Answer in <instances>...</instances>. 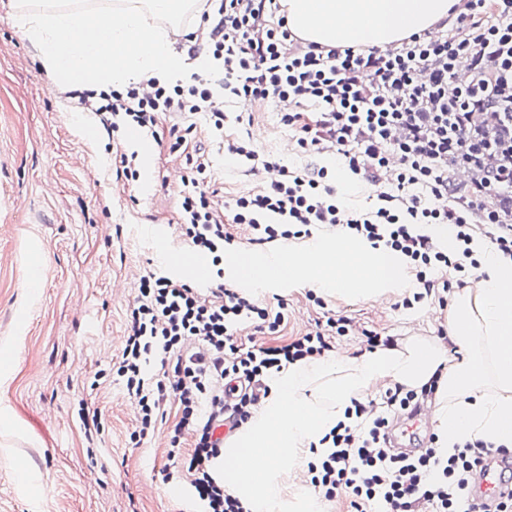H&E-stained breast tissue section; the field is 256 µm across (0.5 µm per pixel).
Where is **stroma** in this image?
Listing matches in <instances>:
<instances>
[{"mask_svg": "<svg viewBox=\"0 0 512 512\" xmlns=\"http://www.w3.org/2000/svg\"><path fill=\"white\" fill-rule=\"evenodd\" d=\"M9 2L0 0V512H185L183 497L162 480L176 404L136 445L133 404L121 387L93 382L118 356L136 281L157 262L149 226L161 225L168 246L180 244L182 183L169 173L185 160L153 145L141 184L117 183L109 157L125 132L87 133L75 99L50 83L37 49L17 32ZM235 109L252 112L258 150L294 168L326 163L291 149L293 134L274 107ZM194 121L188 141L209 163L218 201L258 189L261 178L225 158L203 116ZM33 272L41 286L31 292ZM308 290L295 279L259 290L263 302L287 305L268 343L302 336L329 311L401 344L448 324L435 303L406 310L394 294H334L320 307ZM83 404L102 413L91 444L80 429Z\"/></svg>", "mask_w": 512, "mask_h": 512, "instance_id": "stroma-1", "label": "stroma"}]
</instances>
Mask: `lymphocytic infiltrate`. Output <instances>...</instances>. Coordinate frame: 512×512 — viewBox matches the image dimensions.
I'll list each match as a JSON object with an SVG mask.
<instances>
[{
	"label": "lymphocytic infiltrate",
	"mask_w": 512,
	"mask_h": 512,
	"mask_svg": "<svg viewBox=\"0 0 512 512\" xmlns=\"http://www.w3.org/2000/svg\"><path fill=\"white\" fill-rule=\"evenodd\" d=\"M452 29L443 24L412 34L386 51L325 47L304 40L280 13V0H205L207 31L190 54L206 50L223 66L173 82L155 78L120 88L79 93L83 111L107 134L124 128L159 139L169 121L170 154L187 149L182 128L205 115L244 175L270 174L258 191L215 202L208 164L192 163L182 179L178 225L184 244L212 258L208 287L157 267L139 279L126 336L111 372L136 405L132 442L153 432L167 403L180 417L170 432L164 481L189 492L191 512H246L224 486L216 460L224 443L218 422L240 429L251 407L267 396L268 376L287 364L325 356L350 332L346 316L325 322L284 345L258 341L276 332L282 311L224 283V248L246 225L257 245L340 229L403 256L415 290L401 297L411 309L437 298L447 307L453 277L468 273L475 235L512 259V0H457ZM471 74L461 83V70ZM275 105L304 153L338 155L348 173L378 183L394 168L389 188L367 211L346 207L327 167L298 170L250 140L225 138L226 125L246 116L226 103ZM472 178L458 184V169ZM432 224L456 227L458 250L440 249ZM253 330L248 342L239 332ZM436 381L417 389H386L379 400L353 401L322 439L327 451L308 464L310 483L326 501L345 496L353 512H473L469 478L493 445L457 443L448 453L429 446L410 457L387 448L395 417L412 415L436 393Z\"/></svg>",
	"instance_id": "f902f5d3"
}]
</instances>
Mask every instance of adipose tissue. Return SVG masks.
I'll return each instance as SVG.
<instances>
[{
    "mask_svg": "<svg viewBox=\"0 0 512 512\" xmlns=\"http://www.w3.org/2000/svg\"><path fill=\"white\" fill-rule=\"evenodd\" d=\"M453 0H284L297 35L329 47H382L448 18ZM472 283L448 314V339L287 365L248 423L227 441L224 486L248 512H324L305 479L312 445L376 383L418 388L437 379L441 448L483 441L512 451V260L477 239ZM241 281L297 279L332 294L408 289L404 260L345 236L316 235L271 254L237 256Z\"/></svg>",
    "mask_w": 512,
    "mask_h": 512,
    "instance_id": "ef3b65f1",
    "label": "adipose tissue"
}]
</instances>
